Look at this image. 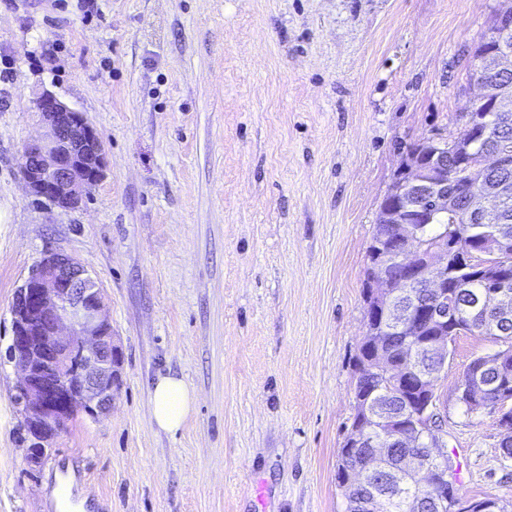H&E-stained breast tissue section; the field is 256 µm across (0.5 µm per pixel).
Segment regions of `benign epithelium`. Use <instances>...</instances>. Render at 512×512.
Here are the masks:
<instances>
[{
	"label": "benign epithelium",
	"instance_id": "benign-epithelium-1",
	"mask_svg": "<svg viewBox=\"0 0 512 512\" xmlns=\"http://www.w3.org/2000/svg\"><path fill=\"white\" fill-rule=\"evenodd\" d=\"M492 13L487 46L475 52V81L479 94L464 112L469 126L485 138L491 126L486 115L512 110V88L497 82V74L512 66V0ZM46 133L28 142L19 171L30 195L62 209L82 204L86 189L103 177L105 155L102 141L85 114L45 90L33 101ZM474 140L450 141L433 135L421 138L402 155L401 162L380 205L376 223L385 234L376 235L367 247L368 288L373 300L366 312L365 333L360 346L372 356L356 366L353 392L354 415L340 451L343 463L339 484L348 493L362 481L363 473L388 453L394 439H424L419 449L401 462L422 477L427 490L423 500L435 512H447L460 504L458 489L450 480V464L444 451L442 419L434 410L437 383L448 368V351L460 325L449 302L478 271L489 291L486 306L494 313L508 314L504 287L512 280V236L500 233L471 251L459 237H443L432 246L423 243V231L434 216L445 214L460 197L469 210L458 222L470 223L471 214L487 218L506 209L512 191L498 182L478 192L467 179L448 190V156L473 168L508 169L512 149L473 150ZM393 259L401 275L387 273ZM427 280L430 302L420 307L396 297L399 288H414ZM12 341L8 359L20 371L16 401L22 408L34 440L30 461L37 462L66 428L77 410L91 417L107 413L120 380V357L113 343L112 325L100 289L79 263L64 252L45 255L17 289L11 305ZM425 322L432 330L412 359L393 360L389 336L409 323ZM502 381L493 388L482 382L486 359L471 365L458 386L457 398L478 413L495 414L507 432L502 453L512 456V349H499L492 357ZM368 376L387 380L389 392L403 404L401 412L385 416L379 402L361 386Z\"/></svg>",
	"mask_w": 512,
	"mask_h": 512
}]
</instances>
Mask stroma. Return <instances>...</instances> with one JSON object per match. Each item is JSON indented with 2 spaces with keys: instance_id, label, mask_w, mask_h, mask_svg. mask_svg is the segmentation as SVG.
<instances>
[{
  "instance_id": "1",
  "label": "stroma",
  "mask_w": 512,
  "mask_h": 512,
  "mask_svg": "<svg viewBox=\"0 0 512 512\" xmlns=\"http://www.w3.org/2000/svg\"><path fill=\"white\" fill-rule=\"evenodd\" d=\"M495 0H0V512H345L367 247L406 147L452 135ZM84 112L106 168L76 209L30 198L41 89ZM94 279L120 350L110 412L40 464L6 357L16 289L45 254ZM456 336L437 384L463 504L512 506L495 415L456 387L494 352ZM195 394L180 430L158 377ZM194 402L195 394L183 379L160 377L152 391V419L160 429L176 432L187 419Z\"/></svg>"
}]
</instances>
